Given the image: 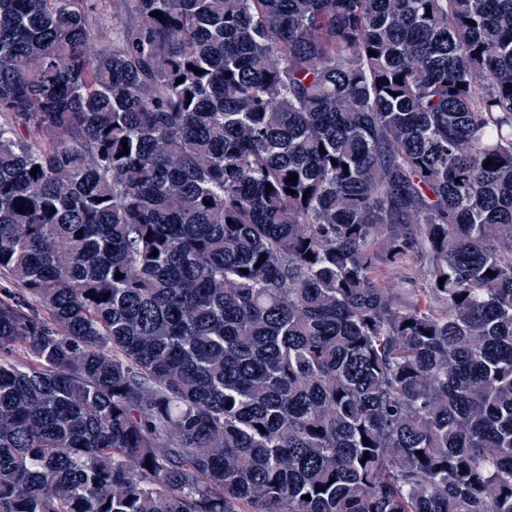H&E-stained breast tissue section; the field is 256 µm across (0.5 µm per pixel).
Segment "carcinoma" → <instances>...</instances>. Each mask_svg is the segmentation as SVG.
Here are the masks:
<instances>
[{
  "mask_svg": "<svg viewBox=\"0 0 512 512\" xmlns=\"http://www.w3.org/2000/svg\"><path fill=\"white\" fill-rule=\"evenodd\" d=\"M122 2L0 0V512H512V0ZM105 7L101 11L98 21L93 26V31L99 46L112 47V27L116 22L114 12L122 20L123 23H130L131 18L120 2L116 0H106Z\"/></svg>",
  "mask_w": 512,
  "mask_h": 512,
  "instance_id": "cac0c4a2",
  "label": "carcinoma"
}]
</instances>
